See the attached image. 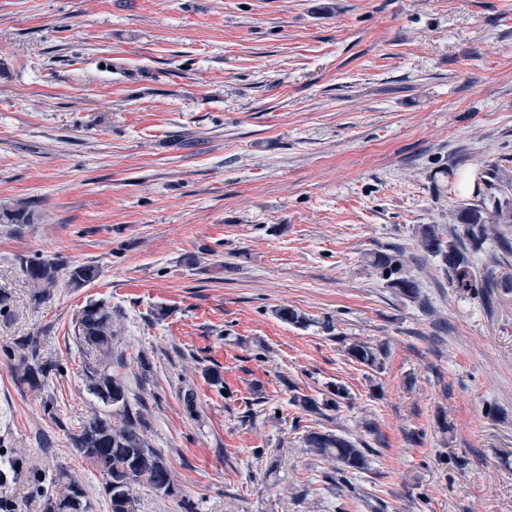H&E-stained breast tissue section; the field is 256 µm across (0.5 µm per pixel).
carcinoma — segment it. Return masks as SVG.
Returning <instances> with one entry per match:
<instances>
[{
  "instance_id": "obj_1",
  "label": "carcinoma",
  "mask_w": 512,
  "mask_h": 512,
  "mask_svg": "<svg viewBox=\"0 0 512 512\" xmlns=\"http://www.w3.org/2000/svg\"><path fill=\"white\" fill-rule=\"evenodd\" d=\"M494 220H488L481 206H461L458 220L465 226L469 247L460 248L445 241L434 224H423L419 230L422 248L440 260L454 287L478 294L493 287L494 277L489 273L478 276L468 259V249L478 250L491 236L498 237V225L512 223V208L493 202ZM34 214L20 203L0 204V224H31ZM374 267L379 270L386 286L399 295L418 298L419 284L407 270L403 252H380L375 256ZM60 265L53 259L38 257L27 262L25 274L40 295L50 292L57 281ZM282 321L306 326L309 319L297 311L282 307L276 310ZM76 339L91 362L85 365L87 388L107 411L96 412L80 423L69 434L75 454L93 465L103 476V489L109 512H134L133 489L145 484L158 493L171 495L174 483L169 466L161 452L150 447L144 435V421L139 409L130 404L124 382L108 371L112 364V310L103 303L86 305L75 324ZM348 357L361 364L374 367L380 364L382 352L365 342H354L346 350ZM16 371L24 382L39 387L47 380L53 367L42 362L37 354L35 341L29 339L17 350ZM334 398L318 403L306 396L296 397L295 402L303 409L318 413L321 408H336L339 400L348 396L346 389L338 385ZM310 450L320 456L332 458L342 473L366 468V449L359 448L349 439L333 434L310 432L305 436ZM55 493H45V512H91V502L85 487L67 470H59L54 478Z\"/></svg>"
}]
</instances>
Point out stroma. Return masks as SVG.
<instances>
[{
  "label": "stroma",
  "mask_w": 512,
  "mask_h": 512,
  "mask_svg": "<svg viewBox=\"0 0 512 512\" xmlns=\"http://www.w3.org/2000/svg\"><path fill=\"white\" fill-rule=\"evenodd\" d=\"M490 196L512 200V0H0V202L35 214L0 224V501L44 512L64 467L108 512L69 441L103 408L74 333L102 302L175 479L135 512H512V254L470 253L487 300L419 237ZM394 247L420 301L372 265ZM37 256L62 265L46 297ZM30 336L58 369L37 388L10 358ZM336 384L339 409L293 401ZM346 354L351 360L361 364L374 367L380 364L382 352L379 348H374L365 342H354L346 350ZM310 450L320 456L332 458L342 473L364 470L367 465V448H358L349 439L333 434L310 432L305 436Z\"/></svg>",
  "instance_id": "1"
}]
</instances>
